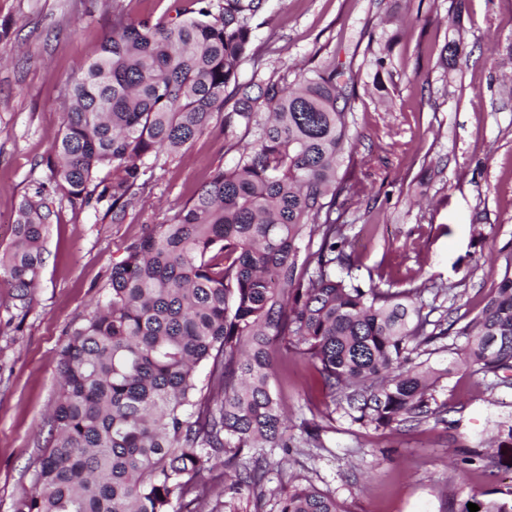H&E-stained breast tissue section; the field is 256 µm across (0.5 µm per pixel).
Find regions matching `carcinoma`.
<instances>
[{
  "mask_svg": "<svg viewBox=\"0 0 512 512\" xmlns=\"http://www.w3.org/2000/svg\"><path fill=\"white\" fill-rule=\"evenodd\" d=\"M264 2L187 0L167 22L119 24L63 88L55 158L0 251V275L13 288L8 311L20 324L40 286L54 215L47 186L74 209L107 204L119 224L153 170L184 153L215 115L224 138L252 142L166 223L123 246L104 300L71 326L34 490L13 512H182L206 495L203 475L217 461L235 468L246 449L288 452L274 389L282 353L310 363L362 427L441 415L434 392L449 370L412 354L449 328L427 330L418 290L336 276V266L353 267L332 214L352 157L355 75L321 65L291 84L285 74L270 78L255 97L238 85ZM229 89L237 100L227 111ZM102 168L112 178L97 183ZM456 335L466 338L462 365L512 386V257ZM265 475L258 458L236 471L231 489L255 488ZM472 503L512 512V499ZM280 512L346 510L312 485L290 484Z\"/></svg>",
  "mask_w": 512,
  "mask_h": 512,
  "instance_id": "carcinoma-1",
  "label": "carcinoma"
}]
</instances>
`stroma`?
Wrapping results in <instances>:
<instances>
[{
	"instance_id": "1",
	"label": "stroma",
	"mask_w": 512,
	"mask_h": 512,
	"mask_svg": "<svg viewBox=\"0 0 512 512\" xmlns=\"http://www.w3.org/2000/svg\"><path fill=\"white\" fill-rule=\"evenodd\" d=\"M184 0H0V249L13 237L24 195L45 176L63 130L61 92L95 58L116 19L168 20ZM243 84L335 63L353 68V163L336 221L352 274L383 290L420 289L430 322L465 325L481 310L512 256V0H267ZM461 42L457 69L441 53ZM385 63L377 65L375 50ZM221 118L187 152L155 170L123 223L105 205L72 209L54 194L40 286L21 329L0 279V512L30 486L48 437L67 330L105 295L127 240L162 224L230 165ZM464 337L426 346L422 361L449 368L437 388L445 422L376 431L334 410L312 367L279 365L275 390L290 425L289 454L266 448L261 490L226 491L223 466L195 512H280L283 487L310 484L346 512H458L469 498L512 489V447H480L512 415V388L457 367ZM319 425L310 440L306 429Z\"/></svg>"
}]
</instances>
